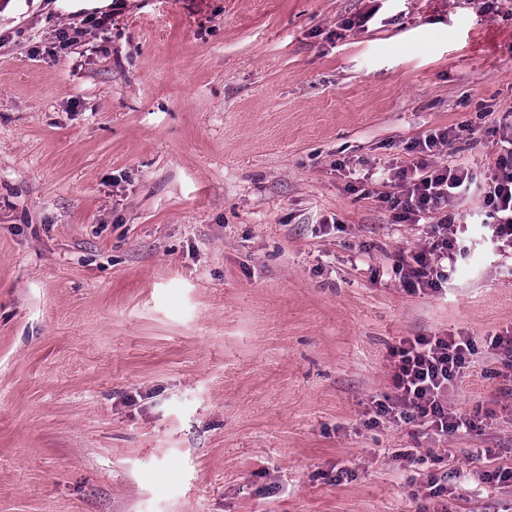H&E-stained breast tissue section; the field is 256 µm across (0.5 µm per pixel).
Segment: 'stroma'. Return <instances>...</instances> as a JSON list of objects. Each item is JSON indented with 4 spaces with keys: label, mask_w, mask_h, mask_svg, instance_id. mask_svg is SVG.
<instances>
[{
    "label": "stroma",
    "mask_w": 512,
    "mask_h": 512,
    "mask_svg": "<svg viewBox=\"0 0 512 512\" xmlns=\"http://www.w3.org/2000/svg\"><path fill=\"white\" fill-rule=\"evenodd\" d=\"M511 108L512 0H0V512H512V253L409 289L379 200L446 127L488 173ZM457 332L476 431L369 426Z\"/></svg>",
    "instance_id": "1"
}]
</instances>
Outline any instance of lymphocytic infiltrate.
Here are the masks:
<instances>
[{"label": "lymphocytic infiltrate", "instance_id": "1", "mask_svg": "<svg viewBox=\"0 0 512 512\" xmlns=\"http://www.w3.org/2000/svg\"><path fill=\"white\" fill-rule=\"evenodd\" d=\"M506 115L495 168L484 181V208L473 215L482 238L501 251L512 250V110ZM456 140L448 128L416 139L411 149L418 161L398 167L395 192L381 198L396 223L423 226L424 246L400 256L395 266L408 287L423 292L440 290L463 254L456 238V207L474 175L438 162ZM473 352L472 339L459 334L402 338L390 350L394 393L375 401L376 415L394 422L418 421L439 436L474 430L473 420L448 410V388Z\"/></svg>", "mask_w": 512, "mask_h": 512}]
</instances>
